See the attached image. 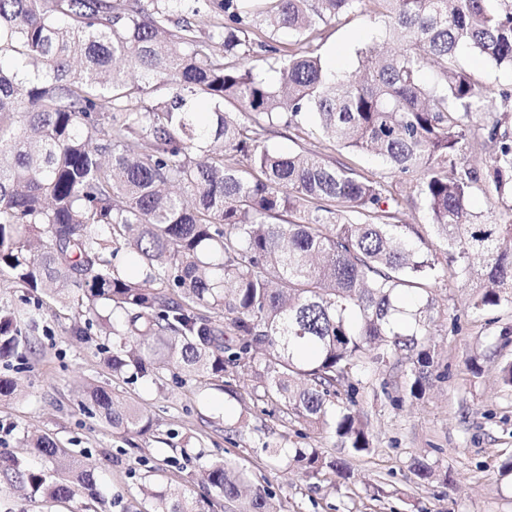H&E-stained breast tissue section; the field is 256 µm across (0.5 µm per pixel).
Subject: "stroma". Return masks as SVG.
<instances>
[{
	"instance_id": "35a3bbf8",
	"label": "stroma",
	"mask_w": 512,
	"mask_h": 512,
	"mask_svg": "<svg viewBox=\"0 0 512 512\" xmlns=\"http://www.w3.org/2000/svg\"><path fill=\"white\" fill-rule=\"evenodd\" d=\"M382 30L366 9L332 21L321 48L325 65L339 74L354 70L356 49ZM459 64L478 86L512 92L511 68L468 49L461 51ZM265 140L282 152L313 149L352 158L365 171L384 170L375 156H350L318 135L284 126L272 128ZM434 290L435 371L426 391L412 397L402 368L370 365L356 400L369 422L373 451L357 456L337 447L332 433L284 422L273 404L242 390L232 396L184 372L166 374L160 387L113 378L98 342L74 336L75 310L36 298L0 272V302L22 317L41 314L33 351L0 362V376L18 385L13 398L0 400V457L23 469H45L48 461L34 457L25 442L37 435L57 438L94 466L99 492L94 499L80 490L53 503L0 469V512H150L144 484L195 491L202 470L224 459L273 492L281 512H512V472L500 470L512 455V387L500 380L501 366L512 361V304L476 314L469 305L471 291L459 280L445 278ZM93 384L141 406L154 420L152 431L118 435L92 418L85 404ZM269 444L343 459L352 477L344 483L320 481L287 461H272L265 450ZM418 460L450 473L454 486L421 483L413 471Z\"/></svg>"
}]
</instances>
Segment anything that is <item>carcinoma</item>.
Listing matches in <instances>:
<instances>
[{
	"mask_svg": "<svg viewBox=\"0 0 512 512\" xmlns=\"http://www.w3.org/2000/svg\"><path fill=\"white\" fill-rule=\"evenodd\" d=\"M367 4L383 43L399 47L358 48V66L339 78L321 60L325 25ZM213 8L224 25L203 34L195 18ZM282 29L293 35L286 48ZM463 48L512 67V0H0V60L21 61L0 64V270L75 305L85 324L75 336L112 309L103 351L113 376L241 378L282 418L368 454L356 385L393 358L411 395L424 393L434 285L460 278L476 314L512 303V203L490 221L470 207L476 188L512 197V93L477 88L458 63ZM269 59L274 85L253 66ZM198 98L210 102L204 121ZM306 115L326 142L409 177V192L345 160L264 145V132ZM417 201L440 258L402 223ZM119 257L138 278L120 273ZM406 292L424 303L402 324ZM30 350L0 306V361ZM87 400L114 431L153 429L108 388L90 387ZM33 451L66 456L47 436ZM292 461L316 478L351 477L315 450L297 448ZM68 469L13 472L52 501L95 488L92 466ZM414 472L454 484L424 462ZM247 483L224 461L206 468V497L142 492L152 512H206L217 498L224 512H279L267 490L243 494Z\"/></svg>",
	"mask_w": 512,
	"mask_h": 512,
	"instance_id": "cac0c4a2",
	"label": "carcinoma"
}]
</instances>
